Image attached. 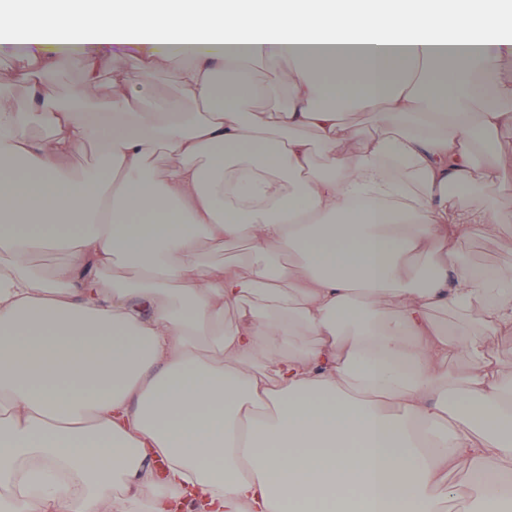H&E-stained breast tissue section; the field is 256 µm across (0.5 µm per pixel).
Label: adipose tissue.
Segmentation results:
<instances>
[{"label":"adipose tissue","instance_id":"obj_1","mask_svg":"<svg viewBox=\"0 0 512 512\" xmlns=\"http://www.w3.org/2000/svg\"><path fill=\"white\" fill-rule=\"evenodd\" d=\"M0 50V512H444L462 462L473 512H512V376L486 340L512 331V276L456 251L512 223V183L473 161L512 130L505 0H16ZM66 54L84 81L61 100ZM179 56L202 111L145 109ZM351 109L376 120L353 153ZM478 183L499 205H462ZM202 239L250 251L208 263Z\"/></svg>","mask_w":512,"mask_h":512}]
</instances>
